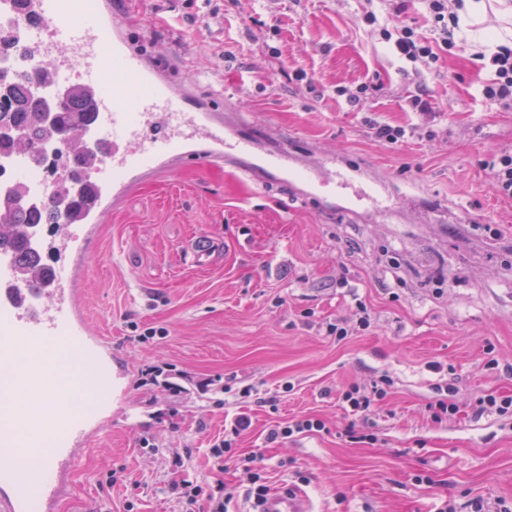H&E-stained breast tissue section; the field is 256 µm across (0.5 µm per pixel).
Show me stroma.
<instances>
[{"label":"stroma","instance_id":"stroma-1","mask_svg":"<svg viewBox=\"0 0 512 512\" xmlns=\"http://www.w3.org/2000/svg\"><path fill=\"white\" fill-rule=\"evenodd\" d=\"M116 7L168 81L223 113L227 135L254 137L259 169L200 155L157 167L63 256L123 377L56 512H181V479L227 487L249 512L246 457L314 512L512 510V412H477L512 397V199L483 166L512 151V110L478 92L481 42L418 70L365 23L366 0ZM373 119L419 133L390 145ZM353 385L381 394L365 414L337 401ZM239 414L251 426L217 466L210 448ZM303 416L324 430L267 441Z\"/></svg>","mask_w":512,"mask_h":512}]
</instances>
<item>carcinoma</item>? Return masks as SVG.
I'll list each match as a JSON object with an SVG mask.
<instances>
[{
  "mask_svg": "<svg viewBox=\"0 0 512 512\" xmlns=\"http://www.w3.org/2000/svg\"><path fill=\"white\" fill-rule=\"evenodd\" d=\"M71 94L58 106L55 130L45 128L42 106L34 103V94L26 85L25 77L18 75L12 82L0 71V128L8 129L19 136L15 141L0 137V154L17 150L34 161L43 164L47 160L45 145L56 144L52 155V168L64 169L81 184L76 187L68 178L56 183L53 196L43 204L28 202L13 205V199L27 187L13 182L8 194L0 196V250L14 255L16 283L27 288H38L47 282L52 269L43 262V257H34L30 251V231L39 224L51 222L57 228H66L82 222V211L93 203L96 186L91 173L96 168L100 154L84 146L83 139L76 134L85 131L94 123L89 110L92 92L81 84L71 85Z\"/></svg>",
  "mask_w": 512,
  "mask_h": 512,
  "instance_id": "carcinoma-1",
  "label": "carcinoma"
}]
</instances>
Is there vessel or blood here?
Listing matches in <instances>:
<instances>
[{
  "instance_id": "vessel-or-blood-1",
  "label": "vessel or blood",
  "mask_w": 512,
  "mask_h": 512,
  "mask_svg": "<svg viewBox=\"0 0 512 512\" xmlns=\"http://www.w3.org/2000/svg\"><path fill=\"white\" fill-rule=\"evenodd\" d=\"M38 25L26 35L35 54L60 72L74 74L93 92L92 110L112 130V151L94 173L99 196L84 222L72 226L69 250H79L87 227L102 223L114 199L144 173L191 155L203 143L209 160L225 153L252 154L247 138L227 141L224 124L152 69L125 37V21L112 5L89 8L88 0H31ZM41 306L28 302L30 289L0 281V348L20 349L33 360L22 385L9 394L12 419L0 423V512H28L30 492H38L45 512H53L65 479L100 428L112 401V351L91 339L79 315L69 266L57 269L53 285L41 289ZM61 343L73 354L67 379L39 360L42 347ZM93 385L90 400L76 403L72 388ZM48 454H41L43 442ZM259 512H311L305 496L292 488L269 494Z\"/></svg>"
}]
</instances>
